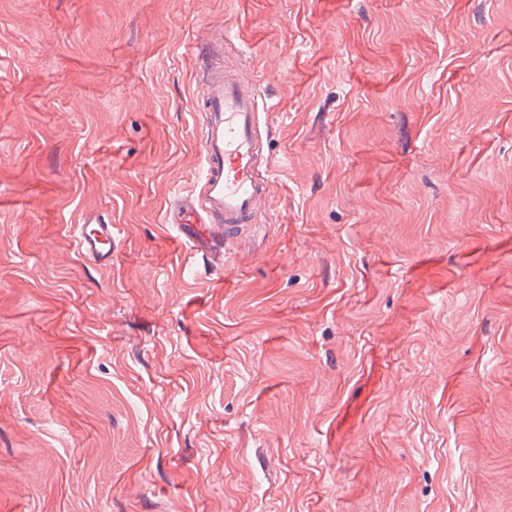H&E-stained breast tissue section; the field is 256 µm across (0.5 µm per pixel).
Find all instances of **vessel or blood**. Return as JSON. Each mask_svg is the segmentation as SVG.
<instances>
[{
  "mask_svg": "<svg viewBox=\"0 0 512 512\" xmlns=\"http://www.w3.org/2000/svg\"><path fill=\"white\" fill-rule=\"evenodd\" d=\"M200 97L204 134L202 169L192 190L181 195L173 223L191 227L198 243L221 253L224 234L252 224L269 194L268 148L259 138V101L254 86L234 69L204 70ZM77 238L84 255L102 265L112 261V227L81 224Z\"/></svg>",
  "mask_w": 512,
  "mask_h": 512,
  "instance_id": "vessel-or-blood-1",
  "label": "vessel or blood"
}]
</instances>
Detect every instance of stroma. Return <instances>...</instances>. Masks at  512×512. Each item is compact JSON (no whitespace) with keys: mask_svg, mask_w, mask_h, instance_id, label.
Wrapping results in <instances>:
<instances>
[{"mask_svg":"<svg viewBox=\"0 0 512 512\" xmlns=\"http://www.w3.org/2000/svg\"><path fill=\"white\" fill-rule=\"evenodd\" d=\"M205 35L272 158L221 263ZM0 512H512V0H0ZM77 238L84 255L102 265L112 262V224H77Z\"/></svg>","mask_w":512,"mask_h":512,"instance_id":"1","label":"stroma"}]
</instances>
